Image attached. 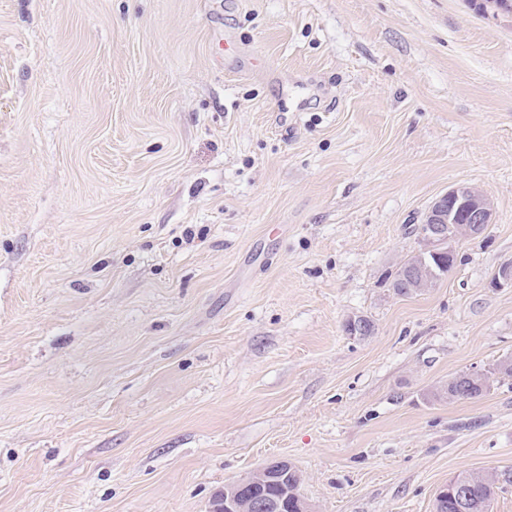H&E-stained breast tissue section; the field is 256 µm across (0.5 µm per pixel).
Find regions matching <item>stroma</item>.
I'll return each mask as SVG.
<instances>
[{
  "label": "stroma",
  "instance_id": "stroma-1",
  "mask_svg": "<svg viewBox=\"0 0 512 512\" xmlns=\"http://www.w3.org/2000/svg\"><path fill=\"white\" fill-rule=\"evenodd\" d=\"M492 224L397 294L430 203ZM512 18L468 0H0V512H313L512 473ZM373 331L346 333L353 316ZM440 392L442 396H448V401L472 399L483 393L475 382L459 380L457 376L449 380L448 386H445ZM274 468L282 469V472L286 473L284 478H273L261 486H256V490L268 496H276L280 492L279 480L286 479L288 474L294 473L295 471L293 465L287 460H272L253 472L249 477L238 482L225 484L224 490L219 491L216 497L213 498L211 512H278L280 507L278 502L243 494L247 488H251L253 491L254 486L261 484V479L265 474ZM287 480L288 482L293 480L292 475H290Z\"/></svg>",
  "mask_w": 512,
  "mask_h": 512
}]
</instances>
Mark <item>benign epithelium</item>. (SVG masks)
I'll return each mask as SVG.
<instances>
[{
  "label": "benign epithelium",
  "mask_w": 512,
  "mask_h": 512,
  "mask_svg": "<svg viewBox=\"0 0 512 512\" xmlns=\"http://www.w3.org/2000/svg\"><path fill=\"white\" fill-rule=\"evenodd\" d=\"M493 220L494 205L480 189L466 184L448 189L427 208L418 226L423 248L401 264L396 274L397 287L415 293L434 286L445 269L441 254L446 252L448 257L456 258V244L483 234ZM274 468L287 474L295 471L286 460H272L249 477L224 485L212 500L211 512H278L280 505L288 503V487L281 486L279 503L244 494Z\"/></svg>",
  "instance_id": "7a95c632"
}]
</instances>
